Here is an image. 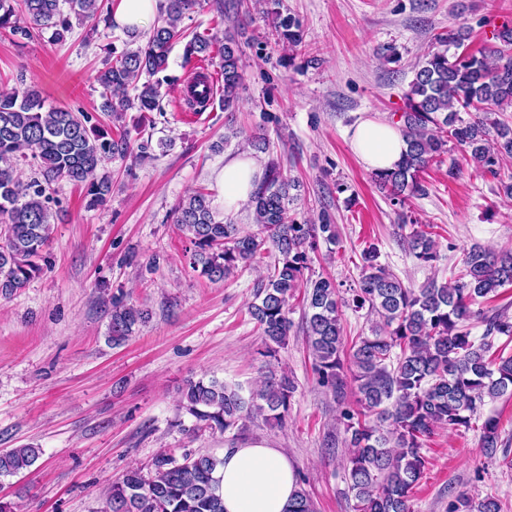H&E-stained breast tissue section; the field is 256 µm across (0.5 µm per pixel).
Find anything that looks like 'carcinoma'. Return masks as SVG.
<instances>
[{
  "label": "carcinoma",
  "mask_w": 512,
  "mask_h": 512,
  "mask_svg": "<svg viewBox=\"0 0 512 512\" xmlns=\"http://www.w3.org/2000/svg\"><path fill=\"white\" fill-rule=\"evenodd\" d=\"M199 0H164L145 45L127 49L99 71L98 85L106 107L117 114L159 109L161 82L152 77L168 66L173 45L184 41L185 61L210 56L214 40L187 37L180 29L186 11ZM81 20L100 13L99 0H0V30L26 34L51 32L63 41L71 32L62 5ZM277 41L297 48L303 30L294 17L276 14ZM468 31L459 26L437 37L439 48L419 62L404 92L406 110L398 113L407 149L391 170L374 174L392 205L425 192L421 174L443 162L448 144L482 173L497 175L512 159V25L493 33L500 47L474 54L458 52ZM224 110L236 109L243 74L235 25L224 28L219 47ZM148 80L140 82L141 77ZM131 152L128 131L114 135L91 124V117L64 108H47L29 87L0 94V296L9 298L40 275L43 248L51 230L50 188L66 180L86 189L87 207L103 206L112 179L97 170L108 158ZM21 162L36 177L22 182L14 175ZM295 180L271 160L249 201L253 223L267 233H242L235 224L216 220L209 194L200 190L181 199L175 223L190 237L193 269L210 281H221L250 265L269 245L275 260L256 286L250 314L265 338L263 356L273 358L286 345L292 328L290 301L303 297L305 327L313 370L319 383L343 401L356 394L357 407L344 408L338 422L348 435L346 481L354 512H413V490L427 470L424 443L443 429L471 427L485 402L512 395V316L491 313L481 303L512 286V249L489 251L473 246L464 253L463 268L445 282L428 280L411 288L378 263V250L363 251L357 285L341 291L336 280L305 276L318 242L334 244L336 225L327 212L317 224H300L288 215ZM410 253L422 264L437 260V242L426 231L413 232ZM366 311L370 334L349 342L344 336L343 309ZM149 310L112 298L108 340L125 342ZM484 326L472 336L473 324ZM504 339L500 345L495 341ZM294 382L270 374L246 401L235 389L212 378L190 381L183 407L207 429L225 432L255 409L280 421L288 412ZM483 449L496 451L499 420L481 424ZM41 449L12 448L0 452V476L16 475L36 464ZM221 460L210 454L186 455L179 462L162 453L152 471L127 469L105 491L106 512H224L219 480ZM288 512H314L305 491L298 490ZM454 512H501L487 497L474 502L456 496Z\"/></svg>",
  "instance_id": "cac0c4a2"
}]
</instances>
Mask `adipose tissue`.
I'll use <instances>...</instances> for the list:
<instances>
[{
	"mask_svg": "<svg viewBox=\"0 0 512 512\" xmlns=\"http://www.w3.org/2000/svg\"><path fill=\"white\" fill-rule=\"evenodd\" d=\"M351 146L370 172L393 168L401 159L405 141L390 122L368 118L351 132ZM261 178L257 162L246 155L225 159L216 175L218 201L225 212L237 211L249 201ZM215 472L224 512H288L298 489L294 463L278 448L261 443L225 449Z\"/></svg>",
	"mask_w": 512,
	"mask_h": 512,
	"instance_id": "adipose-tissue-1",
	"label": "adipose tissue"
}]
</instances>
